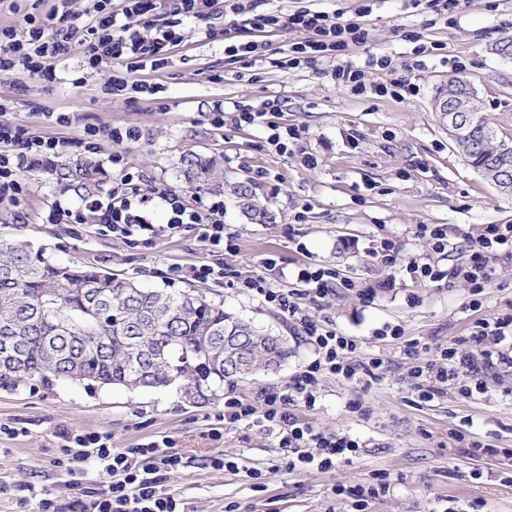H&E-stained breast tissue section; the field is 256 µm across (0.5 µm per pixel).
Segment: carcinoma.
<instances>
[{
    "instance_id": "carcinoma-1",
    "label": "carcinoma",
    "mask_w": 512,
    "mask_h": 512,
    "mask_svg": "<svg viewBox=\"0 0 512 512\" xmlns=\"http://www.w3.org/2000/svg\"><path fill=\"white\" fill-rule=\"evenodd\" d=\"M488 118L476 113L457 144L472 167L491 179L512 173V153L492 158ZM190 182L224 188V163L189 152L181 160ZM56 182L78 196L100 191L90 161L49 167ZM243 212L261 224L272 216L254 203L245 185L233 187ZM288 358L286 340L224 312L202 295L148 290L129 280L52 262L23 241L0 243V386L53 375L72 382L143 387L177 384L195 403L224 386L273 371Z\"/></svg>"
}]
</instances>
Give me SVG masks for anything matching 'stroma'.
Segmentation results:
<instances>
[{
	"mask_svg": "<svg viewBox=\"0 0 512 512\" xmlns=\"http://www.w3.org/2000/svg\"><path fill=\"white\" fill-rule=\"evenodd\" d=\"M315 9L363 18L370 39L349 46L341 61L364 70L367 83L402 79L416 84L403 101L374 94L349 96L321 59L284 69L297 32L266 33L263 63L231 61L226 43L248 38L243 22L224 15V0H213L204 28L211 38L189 35L175 47L166 67L137 77L161 86L160 94L134 99L104 92L107 70H83L86 49L75 34L71 57L56 66L58 82L47 84L19 71L0 77V103L11 120L46 136L72 137L80 128H138V142L123 145L128 167L142 174L145 188L167 187L193 208L207 205L215 191L188 186L181 158L187 151L224 161V183L251 187L274 221L258 224L231 193H224V223L234 239L224 251V277L200 281L193 266L212 261L207 242L190 225L166 232L169 214L153 207L149 218L163 231L150 241L115 239L96 224H47L56 203L78 206L79 197L57 184L45 165L26 174L27 190L16 202L0 203V241L24 240L62 264L99 268L145 288L191 291L223 305L288 341L287 361L277 372L238 388L254 399L265 391L285 392L291 377L313 361L318 348L287 316L243 289V280L272 273L277 287L297 288L303 268L336 270V285L323 298L302 297L300 307L320 331L354 339L358 358L377 357L376 377L347 380L322 375L314 407H294L300 422L323 433L359 441L360 452L335 469L292 465L291 453L275 433L241 421H224V399L199 405L178 385L129 390L92 382L55 379L14 389L0 387V423L22 436L0 434V512H37L30 488L50 490L59 502L98 492L91 469L61 471L56 433L66 426L111 433L116 448L168 440L185 463L161 472L183 512H355L352 498L334 495V485L357 487L384 477L385 493L369 499L365 512H512V367L463 371L459 384L482 382L485 390L461 395L459 385L431 401L422 400L408 371L427 364L438 350L457 343L468 353L467 337L477 321L512 310V256L492 254L496 276L473 307L468 283L454 271L483 225L512 224V194L473 168L448 137V122L433 109V98L448 78L476 88L490 122L512 139V59L489 53L512 36V0H460L441 16L408 7L405 0H312ZM420 33V43L404 32ZM426 53L417 54L418 45ZM386 55L390 67L369 66ZM80 85H73V78ZM223 100L262 106L278 102L268 125L217 129L206 118L208 105ZM47 112L74 114L77 125L46 124ZM290 126L299 137L280 153L267 142L269 124ZM356 134V145L347 137ZM422 224H444L454 248L436 254L418 234ZM398 246L393 264L381 262V243ZM432 263L451 271L439 283L410 277L409 262ZM400 329V338L384 333ZM420 342L418 355L410 345ZM488 445L471 455L455 434ZM227 462L213 468V459Z\"/></svg>",
	"mask_w": 512,
	"mask_h": 512,
	"instance_id": "obj_1",
	"label": "stroma"
}]
</instances>
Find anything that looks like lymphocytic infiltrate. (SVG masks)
<instances>
[{"label":"lymphocytic infiltrate","mask_w":512,"mask_h":512,"mask_svg":"<svg viewBox=\"0 0 512 512\" xmlns=\"http://www.w3.org/2000/svg\"><path fill=\"white\" fill-rule=\"evenodd\" d=\"M156 3L157 0H122L116 8L112 0H91L93 21L81 30L76 27L79 15L73 9V0H57L51 12L44 16L25 13L19 24L0 27V75L6 77L21 70L44 81H55V65L69 58L73 37L79 32L87 45L84 66L110 70L105 83L107 95L156 94L157 86L136 80L135 72L166 65L172 49L186 39L189 23L204 20L211 2L174 0L169 19L162 25L152 26L148 20ZM224 9L244 17L254 33L252 39L225 46L226 55L247 58L255 63L266 60L268 44L262 38L263 33L285 26L304 32L305 38L292 45L284 68L329 58L333 61L332 76L338 86L355 95L371 90L362 70L335 60L337 52L348 46L367 43L369 30L364 23L308 7L298 8L284 19L258 11L257 0H224ZM412 90L411 82L403 79L371 91L400 100ZM104 137L117 145L109 161L122 167L119 181L105 198H88L73 210L54 208L46 218L47 223L83 224L91 220L116 239L153 237L159 229L150 221L149 211L161 205L169 214L168 229L186 224L196 226L200 237L218 256L215 262L192 267L193 277L199 280L223 278L224 264L219 260L225 239L223 201L212 202L207 209L199 211L188 207L182 194L174 190L143 189L140 176L124 169V155L119 150L120 144L139 140L137 128L128 127L122 131L86 128L76 138L42 136L14 124L1 112L0 201L15 200L22 193L24 176L35 159L61 157L76 145L94 154ZM493 249L512 253L511 224L485 225L466 264L459 269L458 274L469 283L472 295H482L494 279L495 270L487 257L488 251ZM243 286L288 315L314 338L318 356L292 377L285 395L264 393L256 401L244 397L228 399L224 404L225 421L235 424L249 420L275 431L285 448L297 449L306 443L313 444V452L302 456L301 461L321 469L331 468L336 462L356 455L360 449L358 441L343 434L314 432L311 427L298 423L288 408L294 404L313 407L322 374L345 379L370 376L381 368V359H355L357 345L354 340L333 332H318L302 314L295 293L273 287L265 277L246 279ZM509 326H512L511 314L492 321H478L468 338L472 354L480 355L486 365H493L496 358L493 347L503 340V330ZM439 358V363L417 366L412 371L413 376L420 379L421 397L427 401L442 395L444 384L458 379L461 369L470 364L469 356L458 355L452 346L444 348ZM58 437L64 454L59 461L60 467L78 463L103 474L106 482L96 496L64 505L51 498L49 493H42L39 512H181L177 495L161 485L156 477L158 470H175L183 463L182 457L170 451L168 444L149 441L134 448H116L109 434L72 431L65 427L60 428Z\"/></svg>","instance_id":"obj_1"}]
</instances>
